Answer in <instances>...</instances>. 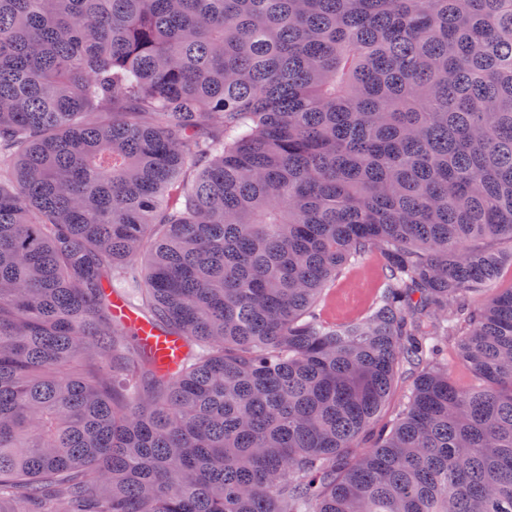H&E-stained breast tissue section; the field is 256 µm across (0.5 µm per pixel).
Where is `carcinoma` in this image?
<instances>
[{
  "label": "carcinoma",
  "mask_w": 512,
  "mask_h": 512,
  "mask_svg": "<svg viewBox=\"0 0 512 512\" xmlns=\"http://www.w3.org/2000/svg\"><path fill=\"white\" fill-rule=\"evenodd\" d=\"M500 240L512 0H0V502L512 512ZM383 283L376 255L350 267L330 284L318 303V310L330 323H340L364 314ZM112 313L134 335L132 337L150 348L160 361L175 360L181 355L183 344L180 339L161 334L129 307L123 298L112 297Z\"/></svg>",
  "instance_id": "carcinoma-1"
}]
</instances>
